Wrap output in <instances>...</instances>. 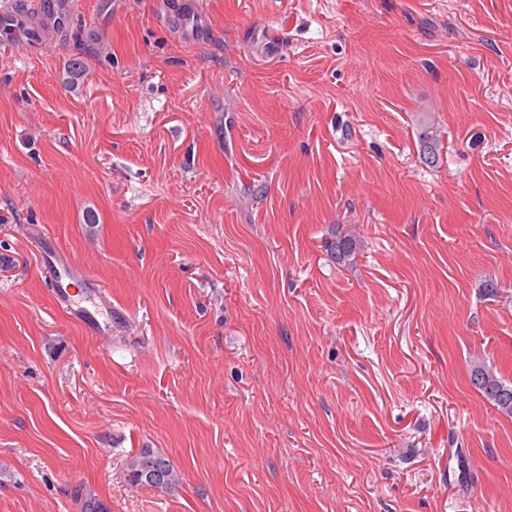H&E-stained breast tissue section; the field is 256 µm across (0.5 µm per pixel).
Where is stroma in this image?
<instances>
[{"instance_id":"stroma-1","label":"stroma","mask_w":512,"mask_h":512,"mask_svg":"<svg viewBox=\"0 0 512 512\" xmlns=\"http://www.w3.org/2000/svg\"><path fill=\"white\" fill-rule=\"evenodd\" d=\"M476 360L512 381V0H75L0 43V512H512ZM434 127H427L420 136V154L424 163L430 167H436L440 162L439 135L433 130ZM363 246L361 237L354 230H337L335 236L325 244L332 261L340 266L353 264ZM155 469L162 471L164 486H159L155 482L160 479V472H155L153 475L155 480L149 476V473ZM126 475L128 482L132 485H147L161 490L172 489L180 481V474L170 460L150 448H143L138 454L130 457L127 462Z\"/></svg>"}]
</instances>
